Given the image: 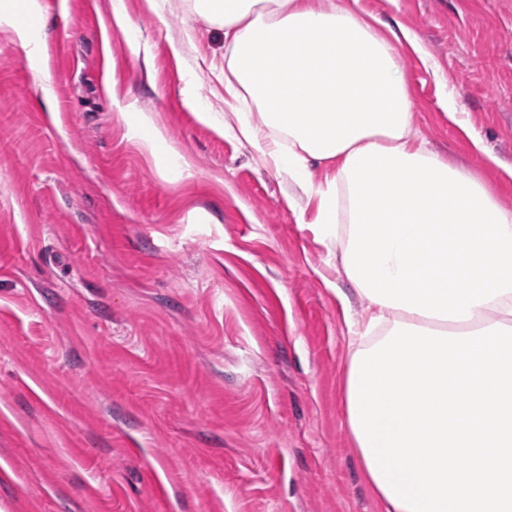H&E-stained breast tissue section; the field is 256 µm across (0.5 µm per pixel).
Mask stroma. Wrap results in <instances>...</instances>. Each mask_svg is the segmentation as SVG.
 I'll return each mask as SVG.
<instances>
[{
    "label": "stroma",
    "instance_id": "stroma-1",
    "mask_svg": "<svg viewBox=\"0 0 512 512\" xmlns=\"http://www.w3.org/2000/svg\"><path fill=\"white\" fill-rule=\"evenodd\" d=\"M41 0L43 64L0 26V512H379L341 411L336 251L286 172L202 121L224 31L187 0ZM398 48L415 124L483 173L452 91L512 164V0H358ZM166 138L146 148L134 120Z\"/></svg>",
    "mask_w": 512,
    "mask_h": 512
}]
</instances>
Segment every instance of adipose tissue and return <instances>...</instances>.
Instances as JSON below:
<instances>
[{"label": "adipose tissue", "mask_w": 512, "mask_h": 512, "mask_svg": "<svg viewBox=\"0 0 512 512\" xmlns=\"http://www.w3.org/2000/svg\"><path fill=\"white\" fill-rule=\"evenodd\" d=\"M224 30V131L286 170L364 308L343 414L380 512H512V209L430 149L401 42L346 0H189ZM25 45L40 0H0Z\"/></svg>", "instance_id": "1"}]
</instances>
